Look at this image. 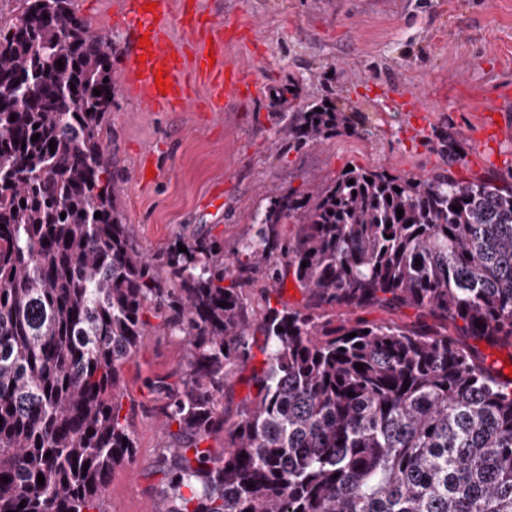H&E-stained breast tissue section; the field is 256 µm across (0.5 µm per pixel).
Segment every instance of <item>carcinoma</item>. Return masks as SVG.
Masks as SVG:
<instances>
[{"label":"carcinoma","instance_id":"1","mask_svg":"<svg viewBox=\"0 0 512 512\" xmlns=\"http://www.w3.org/2000/svg\"><path fill=\"white\" fill-rule=\"evenodd\" d=\"M19 3L0 35V512H104L135 452L120 367L150 329L189 346L151 384L173 450L159 512H512V379L448 334L512 346V187L457 179L441 134V173L355 166L272 198L228 259L199 236L147 255L108 172L112 43L71 0ZM281 120L299 144L352 131L324 101ZM289 280L303 305L271 306ZM374 305L421 318L356 316ZM257 331L256 394L231 414ZM254 340L256 341V345L253 348V353L255 355L253 361L246 366L238 367L236 369L231 381L229 394L225 396L224 400H222V405L228 407L232 411H234L236 404L244 398L249 391H251L252 395L256 392L254 388H250L248 386L247 380L251 374L252 367H259L264 358V355L260 351V346L263 345V336L257 332L256 336H254Z\"/></svg>","mask_w":512,"mask_h":512}]
</instances>
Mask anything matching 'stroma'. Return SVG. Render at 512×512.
Instances as JSON below:
<instances>
[{
    "mask_svg": "<svg viewBox=\"0 0 512 512\" xmlns=\"http://www.w3.org/2000/svg\"><path fill=\"white\" fill-rule=\"evenodd\" d=\"M121 0H71L112 43L120 70L127 33ZM213 23V40L255 86L211 112V80L190 72L189 106L150 112L117 90L105 129L110 171L124 191L123 223L137 246L160 252L178 237L209 235L233 253L270 197L308 192L351 165L426 177L503 178L512 165V0H171L172 16ZM420 97L423 111L411 106ZM330 99L355 134L292 150L278 115ZM470 145L449 166L437 137ZM187 342L153 331L121 367L131 409L133 463L113 470L105 512H158L167 455L163 402L150 382L183 369Z\"/></svg>",
    "mask_w": 512,
    "mask_h": 512,
    "instance_id": "1",
    "label": "stroma"
}]
</instances>
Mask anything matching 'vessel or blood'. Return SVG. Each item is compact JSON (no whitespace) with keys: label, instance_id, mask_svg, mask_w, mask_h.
Wrapping results in <instances>:
<instances>
[{"label":"vessel or blood","instance_id":"vessel-or-blood-1","mask_svg":"<svg viewBox=\"0 0 512 512\" xmlns=\"http://www.w3.org/2000/svg\"><path fill=\"white\" fill-rule=\"evenodd\" d=\"M152 11L123 9L120 19L130 35V45L122 68V81L130 94L135 95L151 110L182 106L187 101L182 72L186 64H194L197 71L213 81L214 96L240 95L249 83L224 58L223 48H214L212 54H196L187 60L181 46L169 39L166 17L169 0H155ZM164 77L165 86H157V77Z\"/></svg>","mask_w":512,"mask_h":512}]
</instances>
